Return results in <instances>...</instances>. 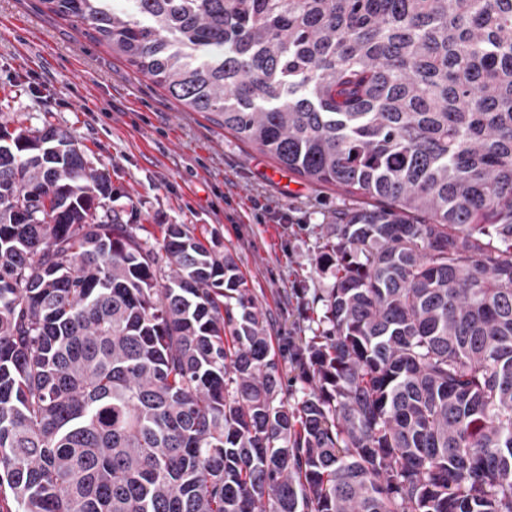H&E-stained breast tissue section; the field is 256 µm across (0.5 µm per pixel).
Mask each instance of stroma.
I'll return each instance as SVG.
<instances>
[{
	"label": "stroma",
	"instance_id": "obj_1",
	"mask_svg": "<svg viewBox=\"0 0 512 512\" xmlns=\"http://www.w3.org/2000/svg\"><path fill=\"white\" fill-rule=\"evenodd\" d=\"M67 129L112 182L111 207L148 247L181 224L231 254L271 318L287 399L302 382L295 353L314 336L331 272L316 260L350 199L312 185L255 147L187 112L111 49L39 0H0V123Z\"/></svg>",
	"mask_w": 512,
	"mask_h": 512
}]
</instances>
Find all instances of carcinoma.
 Returning <instances> with one entry per match:
<instances>
[{"label": "carcinoma", "mask_w": 512, "mask_h": 512, "mask_svg": "<svg viewBox=\"0 0 512 512\" xmlns=\"http://www.w3.org/2000/svg\"><path fill=\"white\" fill-rule=\"evenodd\" d=\"M39 2L361 205L289 404L230 255L0 124V512H512V0Z\"/></svg>", "instance_id": "1"}]
</instances>
